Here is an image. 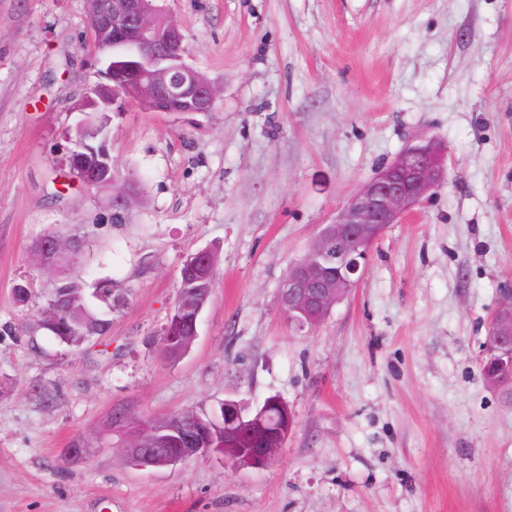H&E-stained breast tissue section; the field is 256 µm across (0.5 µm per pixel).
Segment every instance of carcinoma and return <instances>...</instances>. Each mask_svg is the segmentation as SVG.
Instances as JSON below:
<instances>
[{
  "mask_svg": "<svg viewBox=\"0 0 512 512\" xmlns=\"http://www.w3.org/2000/svg\"><path fill=\"white\" fill-rule=\"evenodd\" d=\"M71 268L69 274L60 277L61 286L67 288L68 300L59 306L54 316L45 319L41 327L48 330L60 343L78 348L86 341V335L105 336L110 321L93 308L86 296L81 277L77 272L76 257L65 255L63 268ZM214 288V280H203L187 274L181 277L178 294L170 317L162 329L159 344L165 359L177 361L187 354L196 336L193 334L194 314L206 307ZM205 414L182 412L159 419L145 421L138 429L129 448H175L183 439L194 440L196 448H210L215 443H224V436L210 442L201 433L200 420Z\"/></svg>",
  "mask_w": 512,
  "mask_h": 512,
  "instance_id": "cac0c4a2",
  "label": "carcinoma"
}]
</instances>
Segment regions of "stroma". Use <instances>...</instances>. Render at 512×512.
I'll use <instances>...</instances> for the list:
<instances>
[{
    "label": "stroma",
    "instance_id": "1",
    "mask_svg": "<svg viewBox=\"0 0 512 512\" xmlns=\"http://www.w3.org/2000/svg\"><path fill=\"white\" fill-rule=\"evenodd\" d=\"M163 7L221 98L113 113L114 170L139 187L117 218L61 162L94 79L84 0H0V512H512V401L481 372L512 293V0ZM420 136L446 147L447 180L297 330L289 268ZM50 230L79 231L86 293L119 300L78 349L38 324L52 274L32 246ZM202 249L212 296L173 363L156 338ZM273 395L293 427L264 467L139 470L121 450L130 420Z\"/></svg>",
    "mask_w": 512,
    "mask_h": 512
}]
</instances>
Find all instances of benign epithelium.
<instances>
[{
	"label": "benign epithelium",
	"instance_id": "1",
	"mask_svg": "<svg viewBox=\"0 0 512 512\" xmlns=\"http://www.w3.org/2000/svg\"><path fill=\"white\" fill-rule=\"evenodd\" d=\"M159 0H85L88 34L84 49L106 68L97 72L81 97L83 118L66 136L65 161L78 181L90 189L112 193V206L128 205L127 187L117 188L118 177L107 149L108 132L91 127L88 113L121 112L138 105L150 112H213L216 87L186 60L184 37L176 21L158 6ZM100 140L90 150L93 166L73 163L74 145ZM448 179V154L434 138H422L378 168L339 208L334 221L323 227L307 254L288 272L279 287L278 301L300 330L319 323L359 279L375 242L390 224L398 223L422 199ZM62 254L55 238L40 240V263L54 271ZM210 253L189 255L183 271L199 278L211 276ZM491 344L484 351L496 354L495 389L512 397V295L494 310L488 325ZM212 433L224 434V448H164L151 460L138 459L137 467L167 468L199 457L221 459L238 447L236 467L260 468L271 462L291 431L290 418L277 399H270L252 416L242 414L233 400L220 404V416L206 423Z\"/></svg>",
	"mask_w": 512,
	"mask_h": 512
}]
</instances>
